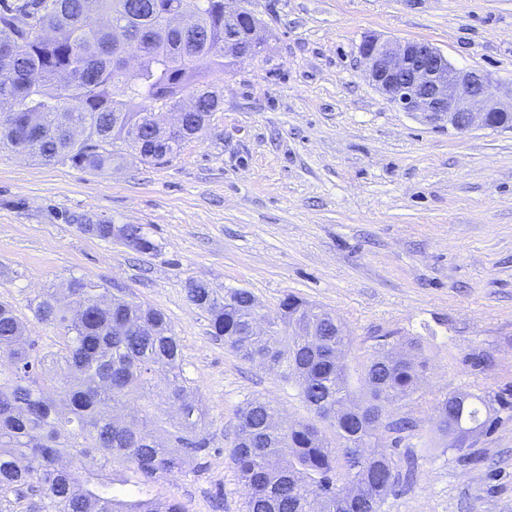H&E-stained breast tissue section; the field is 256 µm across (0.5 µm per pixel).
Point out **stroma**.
<instances>
[{
	"label": "stroma",
	"instance_id": "35a3bbf8",
	"mask_svg": "<svg viewBox=\"0 0 512 512\" xmlns=\"http://www.w3.org/2000/svg\"><path fill=\"white\" fill-rule=\"evenodd\" d=\"M266 29L261 58L214 77L224 103L166 163L128 158L91 173L0 152V304L37 353L60 331L37 296L84 279L166 315L206 412L212 451L151 487L185 512H244L230 459L234 413L272 401L310 418L295 385L243 361L187 297L244 288L264 312L288 294L336 314L351 367L414 341L426 362L412 400L383 432L398 479L381 512H512V418L448 450L432 414L453 392L512 395V129L457 133L393 107L366 79L364 37L433 44L455 66L512 93V0H250ZM139 224L141 253L84 232Z\"/></svg>",
	"mask_w": 512,
	"mask_h": 512
}]
</instances>
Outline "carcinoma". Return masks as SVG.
Instances as JSON below:
<instances>
[{
  "label": "carcinoma",
  "instance_id": "obj_1",
  "mask_svg": "<svg viewBox=\"0 0 512 512\" xmlns=\"http://www.w3.org/2000/svg\"><path fill=\"white\" fill-rule=\"evenodd\" d=\"M188 0H24L0 10V101L16 115L0 116V151L45 163L104 171L128 156L162 164L199 137L220 99L213 74L236 65L224 54V0H193L196 28L174 20ZM135 45L138 68L126 69ZM186 129L158 138L152 117L188 99ZM93 235L139 252L157 245L139 224H99ZM63 303L47 291L34 318L63 331L55 352L33 356L27 325L0 304V512H15L38 495L46 512H184L175 499L149 493L154 482L206 454L196 433L205 412L188 390L182 349L164 313L124 297L99 304L100 293L71 279ZM189 300L210 316L211 335L241 359L295 383L300 396L334 430L330 439L311 421L282 419L271 401L253 398L236 412L237 441L229 456L248 489L245 512H380L396 478V463L380 449L389 408L419 388L424 365L391 349L374 355L354 398L348 357L351 336L338 318L288 294L270 315L237 288L220 300L193 282ZM182 411L166 438L137 401L158 387ZM481 395L452 393L435 407L436 431L470 429L491 419ZM136 476L140 494L114 491L112 463ZM14 498H9V495Z\"/></svg>",
  "mask_w": 512,
  "mask_h": 512
}]
</instances>
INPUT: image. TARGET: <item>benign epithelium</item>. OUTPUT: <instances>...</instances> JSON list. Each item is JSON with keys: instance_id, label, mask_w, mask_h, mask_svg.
<instances>
[{"instance_id": "benign-epithelium-1", "label": "benign epithelium", "mask_w": 512, "mask_h": 512, "mask_svg": "<svg viewBox=\"0 0 512 512\" xmlns=\"http://www.w3.org/2000/svg\"><path fill=\"white\" fill-rule=\"evenodd\" d=\"M264 45L248 0H224V53L254 60ZM359 54L368 80L391 104L436 127L456 132L492 129L497 127L495 116L512 113V100L502 101L489 74L455 67L428 43L367 36Z\"/></svg>"}]
</instances>
